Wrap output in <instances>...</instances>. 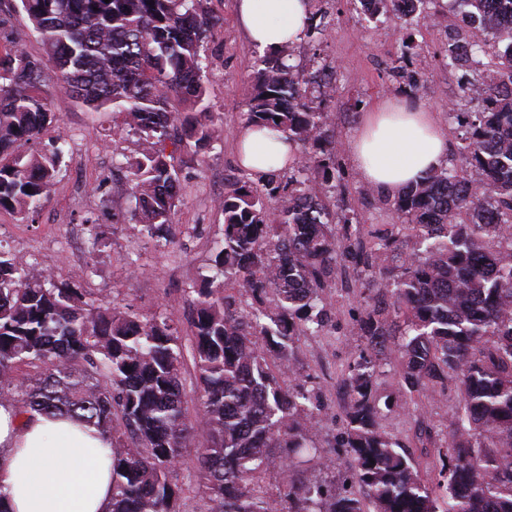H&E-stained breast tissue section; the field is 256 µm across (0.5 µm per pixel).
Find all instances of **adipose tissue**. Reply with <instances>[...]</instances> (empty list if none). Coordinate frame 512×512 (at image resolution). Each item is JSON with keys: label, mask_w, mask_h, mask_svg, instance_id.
Masks as SVG:
<instances>
[{"label": "adipose tissue", "mask_w": 512, "mask_h": 512, "mask_svg": "<svg viewBox=\"0 0 512 512\" xmlns=\"http://www.w3.org/2000/svg\"><path fill=\"white\" fill-rule=\"evenodd\" d=\"M238 20L248 40L266 51L302 38L309 0H238ZM243 168L261 175L288 167L291 148L279 132L241 127ZM348 151L361 180L398 195L442 167L448 131L436 113L409 99H389L365 113ZM112 458L94 426L38 415L26 419L0 404V491L9 512H109Z\"/></svg>", "instance_id": "adipose-tissue-1"}]
</instances>
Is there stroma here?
Here are the masks:
<instances>
[{
  "instance_id": "stroma-1",
  "label": "stroma",
  "mask_w": 512,
  "mask_h": 512,
  "mask_svg": "<svg viewBox=\"0 0 512 512\" xmlns=\"http://www.w3.org/2000/svg\"><path fill=\"white\" fill-rule=\"evenodd\" d=\"M209 8L221 24L203 46L204 81L207 103L223 134L198 152L175 155L184 190L173 241L145 237L129 221L135 201L124 170L112 158L132 151L133 138H118L111 113L89 110L51 81L42 94L59 120L31 148L62 145L55 184L33 218L0 210V249L23 256L32 273L50 270L65 276L85 271L82 286L102 306L129 307L146 317L167 312L177 320L186 343L192 336L194 290L208 272L215 241L224 233V193L232 182L247 176L237 160L235 134L245 121L255 85V59L261 54L238 23L236 0H210ZM322 9L330 16L328 34L316 42L294 45L293 58L307 71L323 68L332 76L334 93L314 98L313 104L333 117L331 133L341 146L339 162L347 178L346 203L364 220L365 230L372 231L377 225L394 223L396 217L376 208L374 190L359 179L347 151L364 113L391 97L421 102L447 126L449 144H456L457 124L450 110L475 73L447 64L445 47L454 15L443 13L433 21L393 22L382 15L368 19L350 0H326ZM87 216L96 218V228L84 224ZM354 279L353 272L337 271L323 293L333 313L327 331L293 340L296 376L313 387L321 408L312 437L321 453L306 454L301 463L288 467L276 462L260 473L270 512H283L281 495L301 475L327 478L325 459H333L340 470L349 465L335 445L351 400L346 368L364 346L354 335L352 322L367 292L355 286ZM374 381L384 430L409 450L421 477L437 484L434 464L439 448L446 445L448 419L460 402L457 378L448 377L444 384L421 392L413 406L405 402L399 358H391ZM204 444L200 436L194 446L184 449L172 476L184 490L185 512H200L205 487L197 450Z\"/></svg>"
}]
</instances>
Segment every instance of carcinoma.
<instances>
[{
	"mask_svg": "<svg viewBox=\"0 0 512 512\" xmlns=\"http://www.w3.org/2000/svg\"><path fill=\"white\" fill-rule=\"evenodd\" d=\"M206 2L19 0L52 70L14 36L0 48V208L26 218L56 181L63 149L30 150L57 121L40 94L53 80L82 105L112 113L117 134L136 137L134 154L119 163L135 198L130 220L140 233L170 240L183 187L165 144L190 150L219 137L204 106L202 43L220 20ZM350 2L359 11L369 4L371 19L403 18L398 0ZM452 2L470 29L448 33V65L454 43L467 37L470 63L482 66L463 89L480 108L454 113L462 165L381 201L398 223L371 244L361 224L329 207L338 148L328 139L331 115L315 110L309 93L314 84L333 90L331 81L290 64L288 43L259 58L245 123L287 135L298 150L288 182L270 173L224 194V237L197 289L191 324L203 393L195 421L183 405V351L170 314L146 319L104 308L79 276L34 275L23 257L0 250V394L23 415L74 416L109 438L111 512H180L181 488L170 475L199 434L207 440L197 449L205 512H268L253 485L270 449H286V465L319 452L309 444L317 424L310 392L281 375L293 370V338L326 328L320 295L340 258L367 276L365 288L376 286L353 319L367 353L349 366L354 398L336 443L350 472L340 489L307 478L289 487L285 512H512V253H502L512 236V28L494 22L512 13V0ZM329 29L327 13L314 10L306 36ZM403 224L420 230L418 248L402 256L399 278L372 283ZM230 282L254 305L243 308L226 293ZM270 291L278 297L273 308L263 305ZM396 334L403 340L392 348ZM394 353L411 392L444 383L450 372L460 380L462 408L438 451L436 490L378 422L373 375ZM34 363L47 372L18 378L20 366ZM353 484L361 494L347 490Z\"/></svg>",
	"mask_w": 512,
	"mask_h": 512,
	"instance_id": "1",
	"label": "carcinoma"
}]
</instances>
